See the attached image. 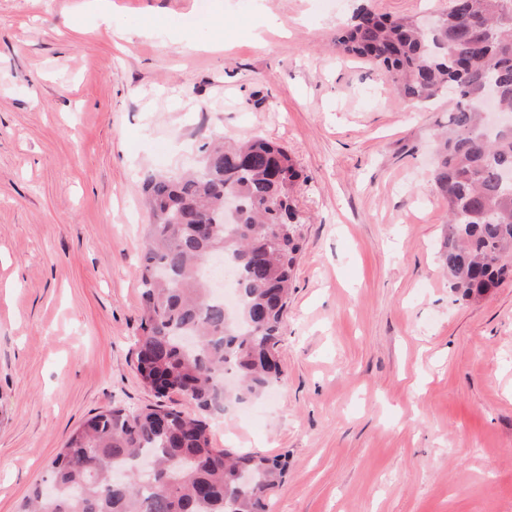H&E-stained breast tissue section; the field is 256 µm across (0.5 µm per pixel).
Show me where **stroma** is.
Returning a JSON list of instances; mask_svg holds the SVG:
<instances>
[{"mask_svg": "<svg viewBox=\"0 0 512 512\" xmlns=\"http://www.w3.org/2000/svg\"><path fill=\"white\" fill-rule=\"evenodd\" d=\"M362 6L448 0H0V512L90 414L186 409L136 372L142 178L217 135L288 149L304 225L283 378L206 414L214 445L287 454L273 512H512V281L450 290L430 169L454 102L337 52Z\"/></svg>", "mask_w": 512, "mask_h": 512, "instance_id": "1", "label": "stroma"}]
</instances>
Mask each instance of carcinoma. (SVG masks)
Segmentation results:
<instances>
[{
    "mask_svg": "<svg viewBox=\"0 0 512 512\" xmlns=\"http://www.w3.org/2000/svg\"><path fill=\"white\" fill-rule=\"evenodd\" d=\"M336 49L366 59L418 103L454 88L456 108L431 170L448 213L439 261L462 300L512 278V183L500 176L512 168V132L488 135L477 112L492 80L498 108L512 112V0H450L427 30L362 7L339 28ZM299 178L279 144L218 136L200 171L144 177L150 224L136 369L146 388L179 392L189 409L115 406L89 416L52 462V499L36 485L18 512H267L286 455L217 448L194 411L259 397L281 377L279 344L303 243ZM227 192L238 199L232 217ZM217 249L237 274L233 310L207 288Z\"/></svg>",
    "mask_w": 512,
    "mask_h": 512,
    "instance_id": "cac0c4a2",
    "label": "carcinoma"
}]
</instances>
